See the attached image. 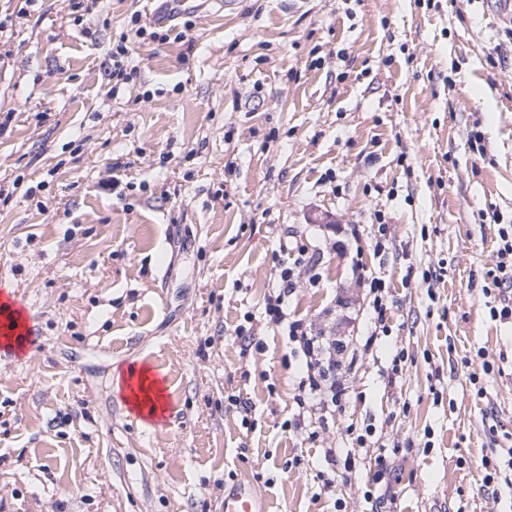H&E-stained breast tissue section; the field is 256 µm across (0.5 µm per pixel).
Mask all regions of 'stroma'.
<instances>
[{
  "label": "stroma",
  "mask_w": 512,
  "mask_h": 512,
  "mask_svg": "<svg viewBox=\"0 0 512 512\" xmlns=\"http://www.w3.org/2000/svg\"><path fill=\"white\" fill-rule=\"evenodd\" d=\"M21 2L0 0V286L35 329L20 353L0 340V512H220L241 480L267 512H368L371 487L394 512H512L481 482L512 447V319L484 293L512 224L498 0H203L133 44L118 89L112 47L157 0H97L79 23L69 0ZM301 246L316 277L289 309L344 342L350 393L314 441L286 426L305 358L262 315ZM372 272L389 334L362 353ZM149 363L179 420L116 398L115 374Z\"/></svg>",
  "instance_id": "1"
}]
</instances>
